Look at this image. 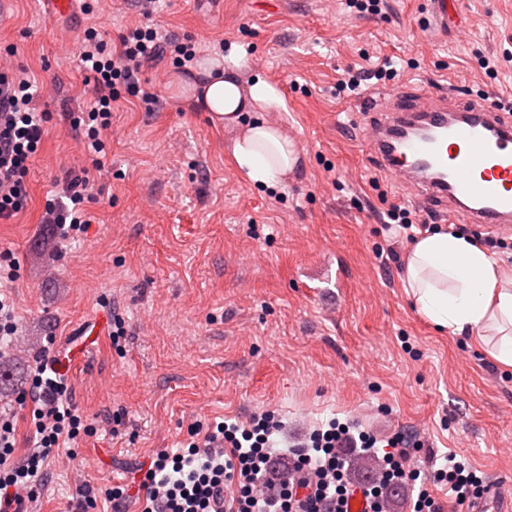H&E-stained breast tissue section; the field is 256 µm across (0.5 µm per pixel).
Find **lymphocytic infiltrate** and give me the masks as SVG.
I'll use <instances>...</instances> for the list:
<instances>
[{
	"label": "lymphocytic infiltrate",
	"instance_id": "f902f5d3",
	"mask_svg": "<svg viewBox=\"0 0 512 512\" xmlns=\"http://www.w3.org/2000/svg\"><path fill=\"white\" fill-rule=\"evenodd\" d=\"M96 30H87L79 53L83 67L94 72V101L88 112L67 113L69 128L84 140L93 158L79 177L66 180V205L49 201L47 212L64 236L83 233L90 218L84 209L93 198L95 174L101 171L102 130L111 124L117 86H125L153 111L155 92L141 79L143 67L166 53V42L155 29L140 27L120 38V48L108 52ZM27 79L0 73V220L14 217L25 206V178L39 150L49 115L36 111ZM30 433L35 450L14 462V427L0 417V507L36 499L42 476L61 445L75 441L88 426L73 404L67 381L58 367L53 346H45L30 368ZM282 428L275 413L253 415L247 423L225 420L205 433L191 431L182 452L157 453L141 469L142 512H348L354 490L382 512L384 492L410 490L411 512H445L437 489L448 492L460 512L470 509L485 490L484 478L464 461L448 456L444 464L423 470L412 462L420 442L405 432L386 442L366 432L351 433L336 422L314 430L306 443L283 451L273 446ZM356 451L379 456L377 481L354 485L348 456Z\"/></svg>",
	"mask_w": 512,
	"mask_h": 512
}]
</instances>
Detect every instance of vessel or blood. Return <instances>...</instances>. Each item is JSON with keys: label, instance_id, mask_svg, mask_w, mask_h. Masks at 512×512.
<instances>
[{"label": "vessel or blood", "instance_id": "1", "mask_svg": "<svg viewBox=\"0 0 512 512\" xmlns=\"http://www.w3.org/2000/svg\"><path fill=\"white\" fill-rule=\"evenodd\" d=\"M364 147L378 169L410 188L416 206L496 232L512 226V115L491 93L387 86L365 97ZM472 512H512L490 486Z\"/></svg>", "mask_w": 512, "mask_h": 512}]
</instances>
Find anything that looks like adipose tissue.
<instances>
[{
	"label": "adipose tissue",
	"mask_w": 512,
	"mask_h": 512,
	"mask_svg": "<svg viewBox=\"0 0 512 512\" xmlns=\"http://www.w3.org/2000/svg\"><path fill=\"white\" fill-rule=\"evenodd\" d=\"M190 85L187 108L208 113L213 125L238 128L233 164L254 186H283L298 162L295 142L272 123L281 105L278 89L258 78L238 81L234 67L210 62ZM402 287L419 313L450 334H469L497 364L512 370V274L468 236L426 232L410 244Z\"/></svg>",
	"instance_id": "obj_1"
}]
</instances>
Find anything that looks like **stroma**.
I'll list each match as a JSON object with an SVG mask.
<instances>
[{"instance_id":"stroma-1","label":"stroma","mask_w":512,"mask_h":512,"mask_svg":"<svg viewBox=\"0 0 512 512\" xmlns=\"http://www.w3.org/2000/svg\"><path fill=\"white\" fill-rule=\"evenodd\" d=\"M55 19L42 0H0V67L34 80L52 112L27 178L28 205L0 222V252L17 332L0 358L31 364L55 336L75 404L92 430L60 449L37 501L21 512H71L84 486L132 482L156 453L177 451L191 427L275 412L277 448L329 420L385 437L412 433L417 466L467 459L512 495V371L467 335L437 331L401 288L408 244L385 223L408 191L380 174L363 146L361 99L338 90L349 70L402 61L398 82L435 91L459 83L512 88V68L486 74L475 55L512 49V0H459L458 20L432 32L430 0H383L376 16L345 0H88ZM150 24L192 43L198 60L237 49L244 82L261 76L282 96L269 113L297 144L284 187L246 185L231 159L232 130L175 96L173 55L144 76L155 111L128 93L112 104L106 155L78 238L46 223L45 205L79 173L87 149L63 115L93 102L78 57L85 30L116 46ZM128 331L122 347L86 327ZM21 381L0 397L16 429L15 460L30 453Z\"/></svg>"}]
</instances>
